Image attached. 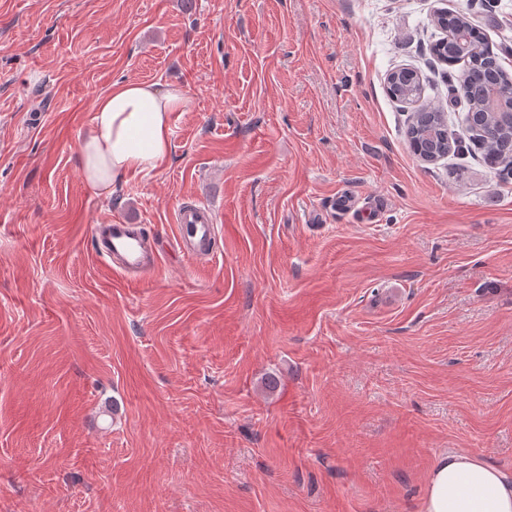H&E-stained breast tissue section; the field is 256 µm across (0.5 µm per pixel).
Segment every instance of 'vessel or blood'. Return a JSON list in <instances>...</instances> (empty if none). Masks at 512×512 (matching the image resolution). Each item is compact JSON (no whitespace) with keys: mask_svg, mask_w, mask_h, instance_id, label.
Listing matches in <instances>:
<instances>
[{"mask_svg":"<svg viewBox=\"0 0 512 512\" xmlns=\"http://www.w3.org/2000/svg\"><path fill=\"white\" fill-rule=\"evenodd\" d=\"M176 222L179 232L175 245L179 252L198 259L212 255L216 228L208 207L201 204L179 207ZM94 234L97 254L111 260L114 269L124 275L150 270L162 256L160 242L138 224H98Z\"/></svg>","mask_w":512,"mask_h":512,"instance_id":"1","label":"vessel or blood"}]
</instances>
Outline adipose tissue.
Wrapping results in <instances>:
<instances>
[{
  "mask_svg": "<svg viewBox=\"0 0 512 512\" xmlns=\"http://www.w3.org/2000/svg\"><path fill=\"white\" fill-rule=\"evenodd\" d=\"M184 106L182 90L127 81L95 103L77 151L82 178L108 198L122 181L159 169L171 142V115ZM422 512H512V470L481 456L448 451L431 467Z\"/></svg>",
  "mask_w": 512,
  "mask_h": 512,
  "instance_id": "adipose-tissue-1",
  "label": "adipose tissue"
}]
</instances>
